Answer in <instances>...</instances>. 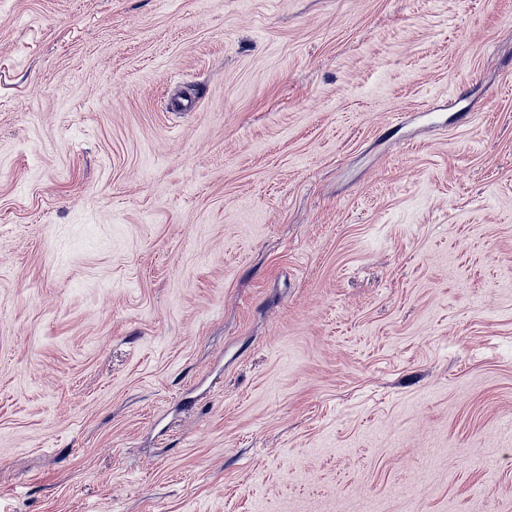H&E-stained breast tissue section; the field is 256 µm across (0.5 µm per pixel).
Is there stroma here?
Listing matches in <instances>:
<instances>
[{"label": "stroma", "instance_id": "35a3bbf8", "mask_svg": "<svg viewBox=\"0 0 512 512\" xmlns=\"http://www.w3.org/2000/svg\"><path fill=\"white\" fill-rule=\"evenodd\" d=\"M0 512H512V0H0Z\"/></svg>", "mask_w": 512, "mask_h": 512}]
</instances>
